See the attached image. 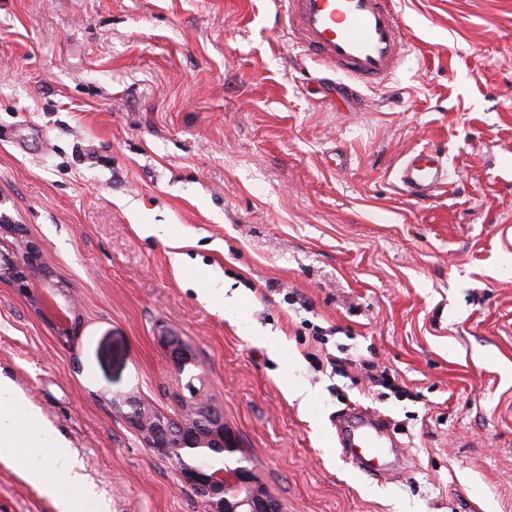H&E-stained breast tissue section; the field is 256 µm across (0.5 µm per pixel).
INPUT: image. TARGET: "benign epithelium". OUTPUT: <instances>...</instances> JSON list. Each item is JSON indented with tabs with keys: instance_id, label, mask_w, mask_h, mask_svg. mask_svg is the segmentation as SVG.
<instances>
[{
	"instance_id": "7a95c632",
	"label": "benign epithelium",
	"mask_w": 512,
	"mask_h": 512,
	"mask_svg": "<svg viewBox=\"0 0 512 512\" xmlns=\"http://www.w3.org/2000/svg\"><path fill=\"white\" fill-rule=\"evenodd\" d=\"M41 248L28 242L21 251L0 250V280L12 282L28 296L37 313H42L41 300L33 294L38 279H48L49 272L39 265ZM175 372L194 363L188 347L176 335L165 332L159 337ZM190 397L184 399L185 417L172 425V419L159 414L137 395L112 397V407L143 437L147 445L181 464V450L186 448H222L234 452L233 433L224 425V416L212 407L203 388L188 385ZM182 480L195 488L207 506V512H279V506L264 494L253 470L239 466L224 471L180 469Z\"/></svg>"
}]
</instances>
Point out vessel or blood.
Segmentation results:
<instances>
[{"label": "vessel or blood", "mask_w": 512, "mask_h": 512, "mask_svg": "<svg viewBox=\"0 0 512 512\" xmlns=\"http://www.w3.org/2000/svg\"><path fill=\"white\" fill-rule=\"evenodd\" d=\"M281 27L322 70L339 76L351 97L386 83L409 51L396 0H279ZM448 180L441 157L422 148L407 156L399 182L412 196H429ZM336 446L358 471L388 478L396 455L388 418L352 407L336 418Z\"/></svg>", "instance_id": "1"}]
</instances>
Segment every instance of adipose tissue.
Masks as SVG:
<instances>
[{
	"label": "adipose tissue",
	"instance_id": "obj_1",
	"mask_svg": "<svg viewBox=\"0 0 512 512\" xmlns=\"http://www.w3.org/2000/svg\"><path fill=\"white\" fill-rule=\"evenodd\" d=\"M43 428L38 410L0 379V458L52 498L59 512H83L93 501L82 469L58 450L42 447Z\"/></svg>",
	"mask_w": 512,
	"mask_h": 512
}]
</instances>
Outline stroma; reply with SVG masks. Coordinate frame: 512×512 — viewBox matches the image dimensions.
Instances as JSON below:
<instances>
[{
    "instance_id": "1",
    "label": "stroma",
    "mask_w": 512,
    "mask_h": 512,
    "mask_svg": "<svg viewBox=\"0 0 512 512\" xmlns=\"http://www.w3.org/2000/svg\"><path fill=\"white\" fill-rule=\"evenodd\" d=\"M398 11L411 52L351 112L277 0H0V210L78 332L0 281V377L101 512H204L110 404L177 413L164 330L282 512H512V0ZM423 146L448 181L419 199ZM313 324L408 396L315 369ZM353 405L390 418L393 478L342 458ZM0 512L56 510L0 460ZM398 175L410 195L422 198L447 182L448 168L436 152L423 147L405 158ZM159 340L168 356L173 370L178 375L185 366L195 363L192 353L178 336L164 332L162 336H159Z\"/></svg>"
}]
</instances>
